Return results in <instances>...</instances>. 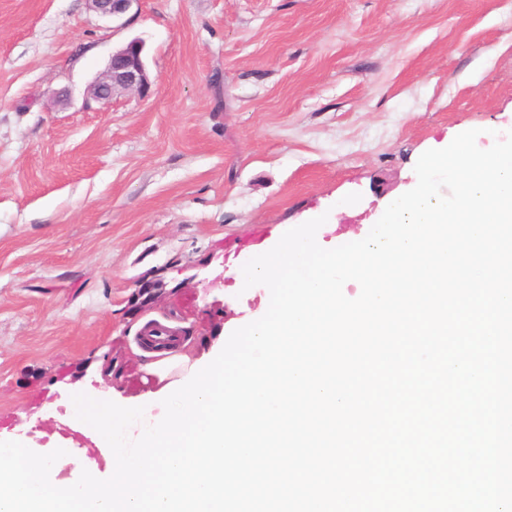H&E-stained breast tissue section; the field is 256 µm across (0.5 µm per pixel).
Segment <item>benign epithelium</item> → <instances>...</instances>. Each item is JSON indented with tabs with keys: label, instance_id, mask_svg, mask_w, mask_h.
Instances as JSON below:
<instances>
[{
	"label": "benign epithelium",
	"instance_id": "1",
	"mask_svg": "<svg viewBox=\"0 0 512 512\" xmlns=\"http://www.w3.org/2000/svg\"><path fill=\"white\" fill-rule=\"evenodd\" d=\"M93 11L104 18L118 17L129 10L135 0H88ZM150 85L143 58V45L133 40L112 53L106 69L87 88V98L109 104L118 93L143 92Z\"/></svg>",
	"mask_w": 512,
	"mask_h": 512
}]
</instances>
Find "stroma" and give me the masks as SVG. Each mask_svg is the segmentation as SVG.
<instances>
[{"mask_svg": "<svg viewBox=\"0 0 512 512\" xmlns=\"http://www.w3.org/2000/svg\"><path fill=\"white\" fill-rule=\"evenodd\" d=\"M133 39L149 92L87 103ZM471 129L512 130V0H0V437L43 452L102 363L143 392L145 323L211 348L256 233L342 245ZM93 11L104 18L119 17L129 10L134 0H88Z\"/></svg>", "mask_w": 512, "mask_h": 512, "instance_id": "35a3bbf8", "label": "stroma"}]
</instances>
